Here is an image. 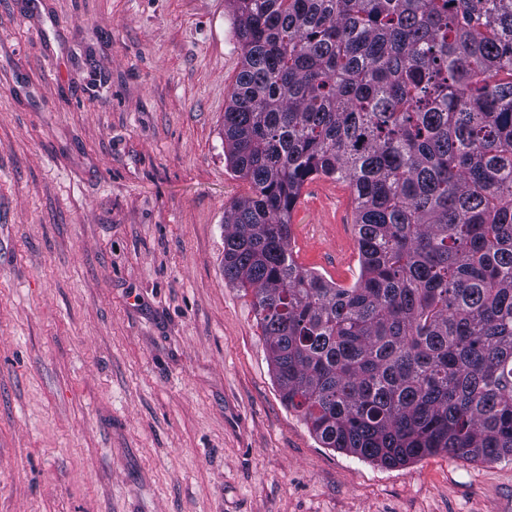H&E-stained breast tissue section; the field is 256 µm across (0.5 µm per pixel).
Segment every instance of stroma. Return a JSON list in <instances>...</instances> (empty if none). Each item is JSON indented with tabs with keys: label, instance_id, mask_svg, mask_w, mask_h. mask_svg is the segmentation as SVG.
Returning a JSON list of instances; mask_svg holds the SVG:
<instances>
[{
	"label": "stroma",
	"instance_id": "1",
	"mask_svg": "<svg viewBox=\"0 0 512 512\" xmlns=\"http://www.w3.org/2000/svg\"><path fill=\"white\" fill-rule=\"evenodd\" d=\"M228 0H0V512H512V460L385 467L282 402L224 277ZM295 259L359 273L343 183Z\"/></svg>",
	"mask_w": 512,
	"mask_h": 512
}]
</instances>
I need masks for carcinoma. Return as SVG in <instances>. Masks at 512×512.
<instances>
[{
	"label": "carcinoma",
	"mask_w": 512,
	"mask_h": 512,
	"mask_svg": "<svg viewBox=\"0 0 512 512\" xmlns=\"http://www.w3.org/2000/svg\"><path fill=\"white\" fill-rule=\"evenodd\" d=\"M242 67L224 278L280 397L386 467L512 457V0H229ZM354 193L360 272L300 266L305 182Z\"/></svg>",
	"instance_id": "carcinoma-1"
}]
</instances>
